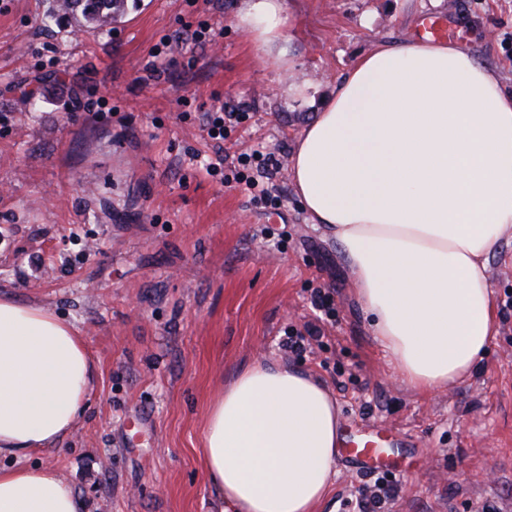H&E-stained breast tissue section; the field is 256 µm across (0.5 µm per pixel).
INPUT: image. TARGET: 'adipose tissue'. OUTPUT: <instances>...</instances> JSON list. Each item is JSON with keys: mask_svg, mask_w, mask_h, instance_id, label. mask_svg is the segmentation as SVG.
<instances>
[{"mask_svg": "<svg viewBox=\"0 0 512 512\" xmlns=\"http://www.w3.org/2000/svg\"><path fill=\"white\" fill-rule=\"evenodd\" d=\"M285 0H246L238 25L272 49ZM291 175L324 225L400 379L429 393L472 374L496 326L487 265L512 231V92L448 41L381 43L336 83L296 143ZM87 342L49 308L0 294V512H79L29 455L83 416ZM339 411L300 370L255 365L211 403L208 481L235 512H314L331 490Z\"/></svg>", "mask_w": 512, "mask_h": 512, "instance_id": "obj_1", "label": "adipose tissue"}]
</instances>
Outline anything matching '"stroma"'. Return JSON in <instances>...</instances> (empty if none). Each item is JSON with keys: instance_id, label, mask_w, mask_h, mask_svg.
<instances>
[{"instance_id": "35a3bbf8", "label": "stroma", "mask_w": 512, "mask_h": 512, "mask_svg": "<svg viewBox=\"0 0 512 512\" xmlns=\"http://www.w3.org/2000/svg\"><path fill=\"white\" fill-rule=\"evenodd\" d=\"M49 5L0 0V292L73 324L95 372L84 415L29 464L59 472L82 512H219L200 453L210 404L238 372L283 363L321 380L341 422L405 437L379 512H512V234L489 260L486 356L465 383L421 393L291 179L297 138L340 77L377 42L416 39L426 17L512 91V0H286L287 70L238 26L244 0H140L105 33L47 19ZM203 20L216 44L170 65L161 38ZM75 99L113 115L95 123L68 111ZM219 109L248 118L218 144L201 115ZM255 153L279 161L265 186L280 208L239 181L238 156ZM316 288L333 289L336 318L312 352L285 351L288 330L316 320ZM373 483L335 466L315 512H352Z\"/></svg>"}]
</instances>
